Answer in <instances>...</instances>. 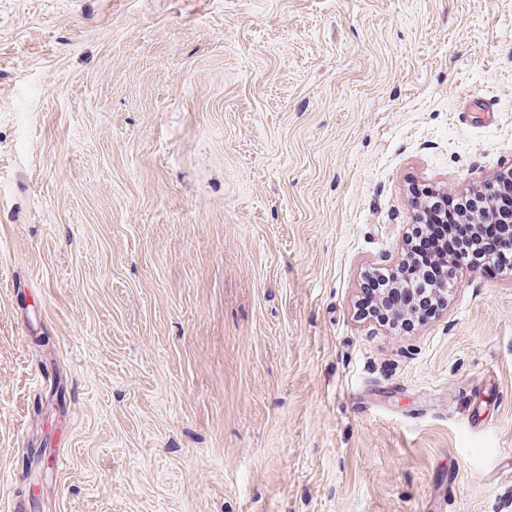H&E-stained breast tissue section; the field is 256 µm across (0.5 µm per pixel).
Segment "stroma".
<instances>
[{"label":"stroma","mask_w":512,"mask_h":512,"mask_svg":"<svg viewBox=\"0 0 512 512\" xmlns=\"http://www.w3.org/2000/svg\"><path fill=\"white\" fill-rule=\"evenodd\" d=\"M506 170L512 0H0V512H512V277L355 310Z\"/></svg>","instance_id":"obj_1"}]
</instances>
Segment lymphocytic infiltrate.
Instances as JSON below:
<instances>
[{
  "label": "lymphocytic infiltrate",
  "mask_w": 512,
  "mask_h": 512,
  "mask_svg": "<svg viewBox=\"0 0 512 512\" xmlns=\"http://www.w3.org/2000/svg\"><path fill=\"white\" fill-rule=\"evenodd\" d=\"M423 222L413 224L410 250L396 272L375 273L362 283L360 307L375 318L410 328L434 317L453 288L457 260L487 277L512 269V232L502 224H474L480 193L429 194Z\"/></svg>",
  "instance_id": "lymphocytic-infiltrate-1"
}]
</instances>
